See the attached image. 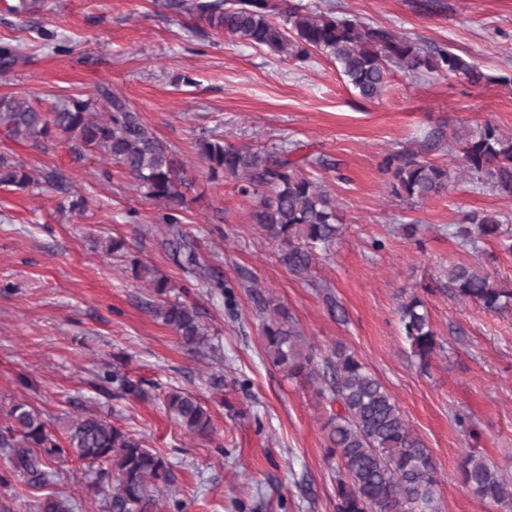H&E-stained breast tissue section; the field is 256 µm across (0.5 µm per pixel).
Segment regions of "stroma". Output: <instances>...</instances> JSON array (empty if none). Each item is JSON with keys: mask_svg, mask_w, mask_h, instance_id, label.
<instances>
[{"mask_svg": "<svg viewBox=\"0 0 512 512\" xmlns=\"http://www.w3.org/2000/svg\"><path fill=\"white\" fill-rule=\"evenodd\" d=\"M16 2L0 0V43L22 54L0 72V95L43 110L103 85L126 96L184 161L190 188L180 229L201 262L230 280L248 272L258 291L236 289L228 307L191 280L170 256L159 204L100 155L77 159L63 137L44 150L0 131V153L60 170L70 188L0 189V407L29 403L60 440L81 410L110 414L169 457L184 512H333L336 464L326 453L325 409L267 355L261 295L290 313L319 356L344 347L386 386L437 465L442 512H505L465 488L460 464L471 449L454 418L470 415L481 432L474 450L512 472V313L460 301L447 271L479 260L512 283V252L497 240H483L475 252L448 234L473 212L512 216V200L487 185L459 183L441 196L403 201L391 193L387 161L410 150L452 166L454 133L487 121L512 133V0H301L424 48H448L489 77L473 86L395 68L372 101L324 54L305 63L280 57L167 10L164 0H44L30 14L10 12ZM203 136L271 151L298 145L320 159L314 173L336 196L344 229L310 278L279 262L233 182L211 177L194 150ZM106 168L108 181L100 177ZM74 193L88 199L84 214L67 208ZM403 224L418 225L416 238H404ZM112 237L125 240L124 255L103 254ZM135 259L206 312L211 349L188 353L150 313V290L131 271ZM413 294L444 347L425 371L399 323V305ZM105 361L117 363L141 395L104 394L95 373ZM219 371L224 389L217 392L208 376ZM172 390L202 400L210 436L187 434L167 412ZM86 481L84 466L72 461L55 489L75 501V512H102Z\"/></svg>", "mask_w": 512, "mask_h": 512, "instance_id": "35a3bbf8", "label": "stroma"}]
</instances>
